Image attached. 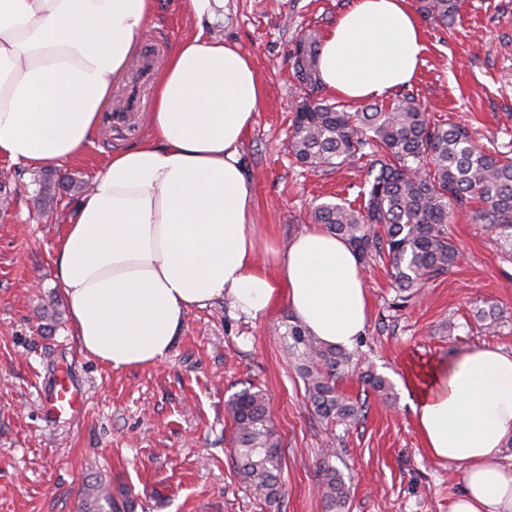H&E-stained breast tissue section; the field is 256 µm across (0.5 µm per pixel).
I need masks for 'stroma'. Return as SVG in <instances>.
Masks as SVG:
<instances>
[{"instance_id":"obj_1","label":"stroma","mask_w":512,"mask_h":512,"mask_svg":"<svg viewBox=\"0 0 512 512\" xmlns=\"http://www.w3.org/2000/svg\"><path fill=\"white\" fill-rule=\"evenodd\" d=\"M351 2L224 0L223 20L207 30L246 53L264 87L242 157L264 241L287 242L319 203H362L367 162L312 173L286 149L302 97L289 53L303 31L326 35ZM197 30L189 0H155L142 42L165 56ZM423 30L425 64L406 92L430 118L466 126L479 147H512V0H461L452 28ZM152 136L147 112L136 113L130 129L97 130L92 146L57 172L90 184L108 157ZM41 173L0 159V198L11 200L0 208V512H79L97 483L126 494L135 512H268L238 478L224 410L252 383L270 398L283 446L280 512H326L319 486L327 464L345 483L343 512H448L461 471L426 453L400 382L463 348L512 352L511 244L456 211L448 234L458 261L419 291L399 292L383 263L366 265L368 321L341 385L365 396L366 407L357 423L332 426L315 415L288 352L294 316L284 301L255 320L234 316L226 300L192 310L155 365L115 371L84 354L52 264L81 195L57 191L53 220L42 222ZM481 309L494 311L495 334H485ZM60 370L84 403L54 419L42 393ZM366 371L389 382L388 396L364 394Z\"/></svg>"}]
</instances>
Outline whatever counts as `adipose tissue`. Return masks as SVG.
<instances>
[{
    "label": "adipose tissue",
    "mask_w": 512,
    "mask_h": 512,
    "mask_svg": "<svg viewBox=\"0 0 512 512\" xmlns=\"http://www.w3.org/2000/svg\"><path fill=\"white\" fill-rule=\"evenodd\" d=\"M153 0H0V156L62 165L92 145ZM427 46L408 0H352L324 36L323 86L361 101L410 83ZM262 85L237 46L197 32L158 73L151 141L112 154L54 249L84 352L122 371L169 353L218 299L256 319L287 301L310 336L352 348L369 297L351 247L320 225L261 246L242 162ZM424 447L463 470L449 512H512V353L468 347L405 381Z\"/></svg>",
    "instance_id": "1"
}]
</instances>
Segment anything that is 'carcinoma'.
<instances>
[{
    "label": "carcinoma",
    "mask_w": 512,
    "mask_h": 512,
    "mask_svg": "<svg viewBox=\"0 0 512 512\" xmlns=\"http://www.w3.org/2000/svg\"><path fill=\"white\" fill-rule=\"evenodd\" d=\"M417 11L425 22L448 28L458 15L459 0H417ZM318 49L309 31L292 50L295 75L309 93L294 112L288 151L314 172L368 157L375 175L361 186L364 203L359 208L345 201L323 202L314 208V220L347 241L361 261L387 258L390 275L403 291L422 287L456 263L458 249L446 228L453 205L463 208L476 201L473 221L512 243V157L478 148L461 126L429 119L424 104L410 93L353 113L340 101L313 96L321 86ZM287 336L316 414L338 424L353 423L359 408L337 389L351 370L350 354L319 343L297 321L288 324ZM226 411L235 426L242 482L269 512H279L283 457L266 393L245 388L228 399ZM323 471V499L327 512H333L345 503L347 492L335 468L327 465ZM133 509L131 500L118 501L97 485L83 499L81 512Z\"/></svg>",
    "instance_id": "carcinoma-1"
}]
</instances>
